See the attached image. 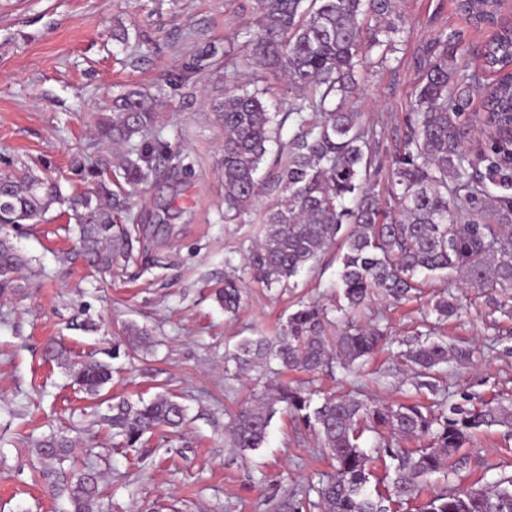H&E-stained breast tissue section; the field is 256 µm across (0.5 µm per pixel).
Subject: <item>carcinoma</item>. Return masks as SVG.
Instances as JSON below:
<instances>
[{
    "label": "carcinoma",
    "instance_id": "carcinoma-1",
    "mask_svg": "<svg viewBox=\"0 0 512 512\" xmlns=\"http://www.w3.org/2000/svg\"><path fill=\"white\" fill-rule=\"evenodd\" d=\"M498 0H462L477 23L490 20ZM254 27L239 32L251 64L285 84L288 111L280 113L268 87L238 92L213 105L224 128L220 174L224 178V218L245 220L268 187L277 199L264 211L263 240L250 251L242 272L266 288L288 286L331 246L339 261L336 311L356 309L379 293L400 302L422 286L420 275L448 272L472 288L491 291L490 301L512 296V32L503 30L483 45L481 85L461 72L457 33L440 32L421 54L423 73L398 148L388 166L390 191L382 198L370 188L381 168L374 146L376 125L357 109L359 71L367 53L394 51L398 31L395 0H253ZM482 96V111L472 105ZM157 99L128 89L112 100V117L102 120L97 136L122 152L119 172L104 176L102 158L88 170L85 190L69 197L48 176L26 167L0 175V227L35 224L54 204L83 210L78 224L80 256L90 268L107 269L134 258L142 243L131 222L129 196L136 193L161 161L177 158L169 147L150 151ZM292 132L279 144L273 184L257 176L285 123ZM504 190L492 194L491 187ZM29 265L27 257L0 238V288ZM240 278L226 279L215 293L224 312L234 314L242 301ZM431 311L439 318L458 312L454 298L437 297ZM326 308L302 304L288 316L278 336L246 338L231 356L236 370L250 371L277 360L285 370L315 373L334 360L343 369L374 354L385 340L376 326L345 324L329 340ZM133 351L153 347L151 333L135 324L122 327ZM46 355L69 370L91 396L112 377L110 365L95 358L72 361L50 342ZM404 356L418 381L415 389H434L436 368L453 359L469 360L467 349H448L440 340L409 344ZM313 428L332 461L318 485L287 492L275 512H392L395 503L417 498L434 474L454 476L463 466L456 454L480 429H512V407L500 401L469 407L455 403L434 416L419 402L381 405L350 395H311L290 385L253 397L230 414L226 432L243 453L265 443L276 405ZM184 407L158 397L138 407L119 404L108 418L112 438L136 444L160 427L178 430ZM397 437L430 436L433 446L409 452L383 441L391 459L392 490L372 493V457L360 445L365 429ZM45 482L68 498L71 512H92L101 496L98 471L65 469L72 444L51 435L36 448ZM317 499H310V493ZM419 512H512V477L491 486L454 489L428 498Z\"/></svg>",
    "mask_w": 512,
    "mask_h": 512
}]
</instances>
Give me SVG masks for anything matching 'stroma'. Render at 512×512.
<instances>
[{"mask_svg":"<svg viewBox=\"0 0 512 512\" xmlns=\"http://www.w3.org/2000/svg\"><path fill=\"white\" fill-rule=\"evenodd\" d=\"M249 3L0 0V174L26 165L56 178L64 195L82 191L90 164L113 154L95 123L111 115L113 94L126 88L157 95L159 137L181 157L179 166H161L133 200L144 248L128 266L88 268L70 231L78 218L64 205H53L39 223L6 227L30 268L17 275V289L0 296V512H70L67 498L54 495L39 474L35 448L53 433L73 440L76 466L102 473L104 495L94 512H271L284 490L317 483L330 468L313 431L282 409L258 450L234 451L225 434L229 411L282 380L277 363L245 377L226 365V355L244 338L276 335L298 301L332 307L338 271L331 251L296 287L244 283L234 316L212 297L225 275L241 268L262 235L263 210L277 197L268 190L248 223L224 217L222 129L212 104L241 87L251 67L238 62L232 78L223 56L200 53L210 44L224 48L249 21ZM117 22L150 40L138 63L113 41ZM397 25L394 58L383 63L371 54L357 101L365 120L380 124L377 154L385 162L406 127L422 47L440 30L455 29L458 54L475 71L487 38L458 0H400ZM425 292L456 296L461 316L440 322L422 300L373 299L356 320L385 329L391 347L361 370L323 369L310 390L405 401L413 374L399 353L414 337L434 336L473 355L442 365L439 392H422L424 404L468 396L512 402V316L487 313L482 290L452 276L434 279ZM83 321L95 330H80ZM129 322L151 330L156 345L113 359L112 381L99 398L78 392L65 366L45 355L52 338L76 361L102 354ZM160 394L186 407L180 432L146 434L142 447L114 442L103 421L112 403ZM463 452L460 487L512 475L507 428L476 434Z\"/></svg>","mask_w":512,"mask_h":512,"instance_id":"obj_1","label":"stroma"}]
</instances>
